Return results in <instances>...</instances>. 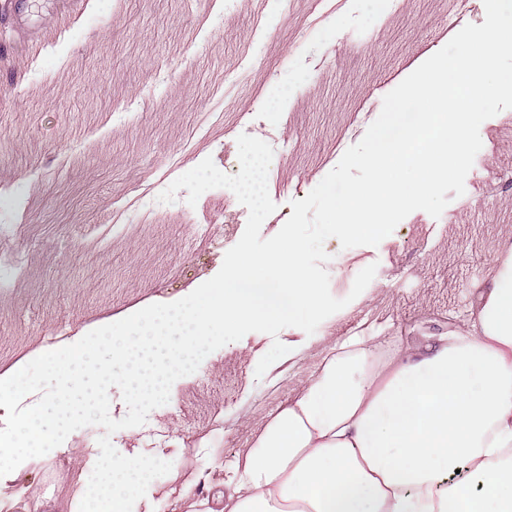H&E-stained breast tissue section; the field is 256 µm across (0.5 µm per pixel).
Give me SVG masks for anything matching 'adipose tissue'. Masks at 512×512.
<instances>
[{"label": "adipose tissue", "mask_w": 512, "mask_h": 512, "mask_svg": "<svg viewBox=\"0 0 512 512\" xmlns=\"http://www.w3.org/2000/svg\"><path fill=\"white\" fill-rule=\"evenodd\" d=\"M488 280L448 331L332 340L223 512H512V247Z\"/></svg>", "instance_id": "ef3b65f1"}]
</instances>
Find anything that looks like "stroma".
<instances>
[{"label": "stroma", "mask_w": 512, "mask_h": 512, "mask_svg": "<svg viewBox=\"0 0 512 512\" xmlns=\"http://www.w3.org/2000/svg\"><path fill=\"white\" fill-rule=\"evenodd\" d=\"M315 0H80L22 29L0 58V372L30 353L92 331L105 318L182 298L212 278L241 238L247 208L226 188L196 205L156 202L159 188L212 158L238 174L236 139L246 133L274 150L268 182L277 209L262 237L275 235L343 155L339 125L363 101L381 111L384 96L461 28L482 24L485 8L459 14L456 0H406L402 21L387 0H349L338 24H311ZM265 19L252 26L254 15ZM374 39L350 62L344 48ZM482 148L463 196L440 217L409 214L378 246L342 249L327 239L330 291L347 299L317 328L302 360L256 366L273 341L246 334L212 352L171 388L176 410L161 406L146 423L115 432L121 454L171 462L133 512H220L251 426L292 400L321 365L324 337L375 329L383 338L444 332L468 315L472 290L512 244V109L484 121ZM25 182L22 210L5 192ZM222 213L206 239L196 219ZM347 253L337 266L334 257ZM376 265L357 297L356 275ZM285 379L271 384L277 374ZM104 430L86 426L62 449L32 458L0 480V512H79Z\"/></svg>", "instance_id": "obj_1"}]
</instances>
